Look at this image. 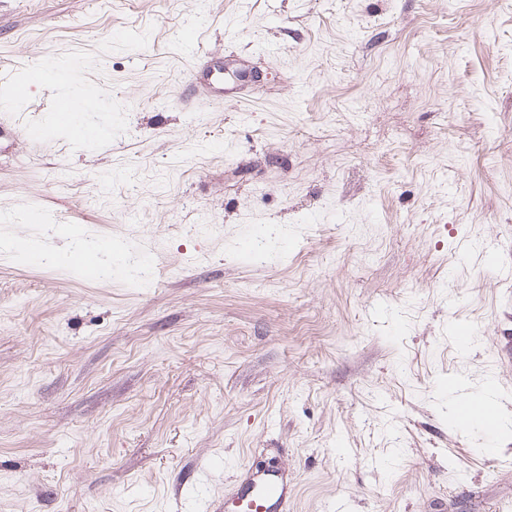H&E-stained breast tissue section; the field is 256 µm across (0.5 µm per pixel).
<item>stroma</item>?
<instances>
[{
	"instance_id": "1",
	"label": "stroma",
	"mask_w": 512,
	"mask_h": 512,
	"mask_svg": "<svg viewBox=\"0 0 512 512\" xmlns=\"http://www.w3.org/2000/svg\"><path fill=\"white\" fill-rule=\"evenodd\" d=\"M68 93L110 140L18 138ZM0 120V512H512V0H0ZM194 63L191 69L186 73L185 91L197 93L193 98L184 93L185 99L195 103V111H202L203 108L210 104L208 98V87L218 82L222 72V63L215 62L209 51H196L194 53ZM184 91V92H185ZM297 489L288 476L276 470L248 475L229 495L219 500L214 512H291Z\"/></svg>"
}]
</instances>
